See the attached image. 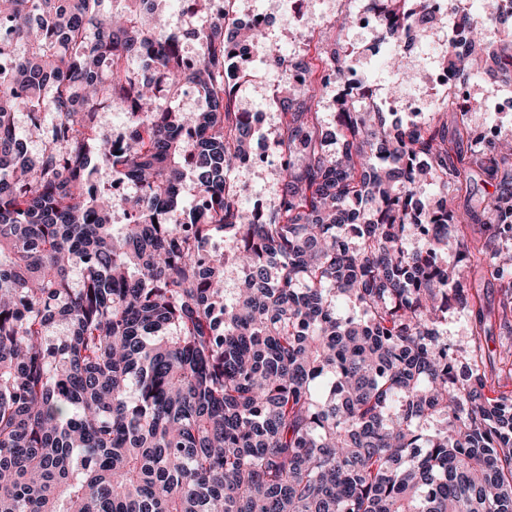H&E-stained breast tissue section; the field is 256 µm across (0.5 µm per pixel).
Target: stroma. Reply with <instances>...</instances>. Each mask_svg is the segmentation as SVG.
Segmentation results:
<instances>
[{
  "instance_id": "35a3bbf8",
  "label": "stroma",
  "mask_w": 512,
  "mask_h": 512,
  "mask_svg": "<svg viewBox=\"0 0 512 512\" xmlns=\"http://www.w3.org/2000/svg\"><path fill=\"white\" fill-rule=\"evenodd\" d=\"M354 10L350 0H308L303 14H295L286 0H239L241 17L264 13L270 17L267 30L268 51L286 57L303 56L307 59L321 57L327 44L321 34L326 20L341 17ZM448 37L447 21H440L432 32L418 42V54L404 69L388 65L386 58L376 56L377 47L394 43L395 38L386 29L374 31L347 25L340 33L339 42L355 50V69L378 95H386L392 83L402 89L415 85L416 70L440 63ZM288 82L285 71L273 68L260 60L248 63L243 77L236 81L235 96L240 111H262L268 118L254 136L253 148L263 153L274 151L275 136L283 118L280 100L283 86ZM468 89L472 99L489 104V111L474 112L473 124L494 125L501 130H512V106H500L503 84L482 74L469 78ZM245 179L248 189L242 197L244 209L265 210L271 207L281 188L283 173L276 159L259 167L248 169Z\"/></svg>"
}]
</instances>
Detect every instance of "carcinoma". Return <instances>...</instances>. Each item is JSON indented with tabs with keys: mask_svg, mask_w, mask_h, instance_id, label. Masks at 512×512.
<instances>
[{
	"mask_svg": "<svg viewBox=\"0 0 512 512\" xmlns=\"http://www.w3.org/2000/svg\"><path fill=\"white\" fill-rule=\"evenodd\" d=\"M104 2L0 0V46L23 45L0 73V512H512V393L487 372L478 294L512 266V186L458 204L479 176L512 181V132L476 135L484 104L455 94L451 131L345 101L332 152L316 90L353 70L333 53L285 92L278 202L247 212L254 130L229 79L235 39L265 53L264 31L239 28L238 0L217 14L184 0L177 33L162 0ZM427 5L381 0L380 20L417 39ZM447 53L463 77L512 84V38ZM186 83L196 112L175 106ZM112 105L129 119L120 140L98 127ZM20 111L46 140L36 159ZM101 167L135 195L94 188ZM425 182L442 207L422 214ZM117 210L131 223L112 224ZM469 224L487 225L479 247ZM413 228L426 250L408 246ZM218 232L231 255L203 249ZM453 302L474 315L455 349L439 330ZM348 304L367 318L341 317ZM30 117L27 112L21 111L16 115V128L18 134L25 139L27 154L30 157L39 156L45 147V141L41 138L30 137L28 134Z\"/></svg>",
	"mask_w": 512,
	"mask_h": 512,
	"instance_id": "1",
	"label": "carcinoma"
}]
</instances>
